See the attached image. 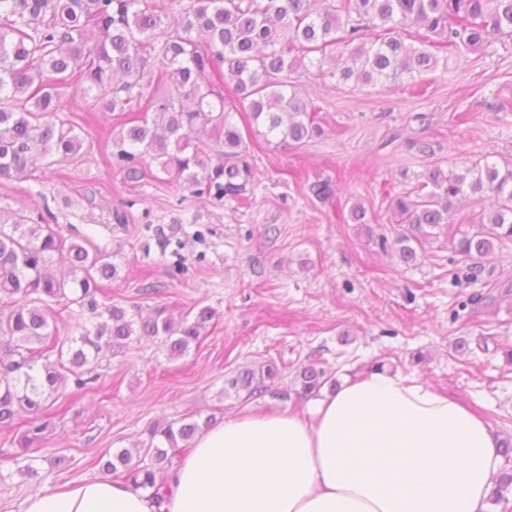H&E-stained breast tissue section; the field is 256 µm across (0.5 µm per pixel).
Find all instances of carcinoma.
<instances>
[{"instance_id": "carcinoma-1", "label": "carcinoma", "mask_w": 512, "mask_h": 512, "mask_svg": "<svg viewBox=\"0 0 512 512\" xmlns=\"http://www.w3.org/2000/svg\"><path fill=\"white\" fill-rule=\"evenodd\" d=\"M512 40V0H0V180L30 174L52 157L77 160L83 140L72 122L57 115L73 88L103 112L139 116L121 124L106 144L107 158L130 182L157 163L167 180L217 201L237 197L252 178L247 145L234 121L246 106L257 135L296 146L320 134L312 103L291 81L300 69L339 68L340 80L369 84L415 81L436 68L434 50H484ZM237 102L224 97V79ZM464 196L489 210L464 214ZM407 230L380 246L414 266L425 245L445 224H465L451 237L464 267L455 286L478 281L497 249L512 244V159L477 162L460 171L432 166L412 194L390 204ZM50 209L33 214L0 209V426L24 412L30 428L15 441L23 457L20 475L39 470L29 448L49 426L41 413L71 385L95 383L105 354L116 355L143 338H156L171 359L185 356L214 317L210 307L176 320L158 306L146 316L100 302L101 284L118 276L115 253L88 241H67ZM69 267L66 278L48 271L54 259ZM512 298V281L469 295L472 309ZM64 305L76 333L59 336L57 305ZM276 364L244 368L225 385L246 398L272 391ZM305 399L336 387V378L314 364L294 375ZM193 416L150 424L145 438L102 455L97 464L136 489L157 493L172 467V451L212 425ZM505 466L490 497L497 504L512 490V439L502 441Z\"/></svg>"}]
</instances>
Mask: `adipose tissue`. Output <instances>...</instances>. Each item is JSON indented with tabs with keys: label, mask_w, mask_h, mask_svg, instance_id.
I'll return each mask as SVG.
<instances>
[{
	"label": "adipose tissue",
	"mask_w": 512,
	"mask_h": 512,
	"mask_svg": "<svg viewBox=\"0 0 512 512\" xmlns=\"http://www.w3.org/2000/svg\"><path fill=\"white\" fill-rule=\"evenodd\" d=\"M495 428L418 379L345 380L311 416L251 412L201 431L163 503L104 478L27 496L21 512H488Z\"/></svg>",
	"instance_id": "obj_1"
}]
</instances>
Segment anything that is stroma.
<instances>
[{
    "label": "stroma",
    "instance_id": "1",
    "mask_svg": "<svg viewBox=\"0 0 512 512\" xmlns=\"http://www.w3.org/2000/svg\"><path fill=\"white\" fill-rule=\"evenodd\" d=\"M437 57L414 89L293 74L318 109L322 135L286 149L248 140L254 176L243 198L221 201L161 180L154 166L139 183L126 181L102 151L115 117L65 91L62 116L75 122L84 157L1 183L0 208H50L66 239L115 251L118 277L106 286L115 303L175 315L207 306L215 316L182 358L144 340L104 359L92 388L62 391L34 454L44 481L17 472L12 440L26 417L0 428V512H21L34 491L98 477L100 455L132 447L158 420L309 411L313 400L299 398L293 383L308 363L340 381L383 365L455 396L512 436L504 359L512 305L478 314L460 306L481 283L512 279V245L497 250L480 283L461 287L452 283L447 230L414 266L380 248L399 229L392 199L413 191L431 164L451 170L512 157V109L502 108L512 105V41ZM357 203L368 226L350 219ZM148 283L155 293L143 294ZM267 361L280 366L276 387L287 398L225 391V378ZM58 455L67 469H52Z\"/></svg>",
    "mask_w": 512,
    "mask_h": 512
}]
</instances>
